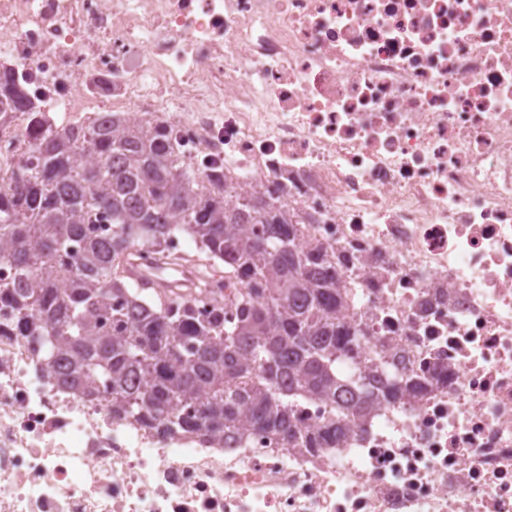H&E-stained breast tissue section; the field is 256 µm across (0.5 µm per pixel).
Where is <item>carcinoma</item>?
I'll return each instance as SVG.
<instances>
[{
	"label": "carcinoma",
	"mask_w": 512,
	"mask_h": 512,
	"mask_svg": "<svg viewBox=\"0 0 512 512\" xmlns=\"http://www.w3.org/2000/svg\"><path fill=\"white\" fill-rule=\"evenodd\" d=\"M160 124L44 128L33 155L0 177V260L24 273L0 285L21 335L78 392L110 387L113 412L210 439L232 428L296 437L299 396L335 392L336 356L360 344L336 322L341 296L322 249H300L281 206L249 193L224 206ZM189 234L245 290L201 320L180 294L151 302L117 274L121 254ZM65 287H58V282Z\"/></svg>",
	"instance_id": "1"
}]
</instances>
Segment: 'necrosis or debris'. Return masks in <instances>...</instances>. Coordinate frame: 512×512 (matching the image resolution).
Here are the masks:
<instances>
[{
	"label": "necrosis or debris",
	"instance_id": "obj_1",
	"mask_svg": "<svg viewBox=\"0 0 512 512\" xmlns=\"http://www.w3.org/2000/svg\"><path fill=\"white\" fill-rule=\"evenodd\" d=\"M0 78L58 127L166 125L226 204L273 197L364 334L296 441H206L61 385L0 310V512H512V0H0ZM35 144L0 94V169Z\"/></svg>",
	"mask_w": 512,
	"mask_h": 512
}]
</instances>
